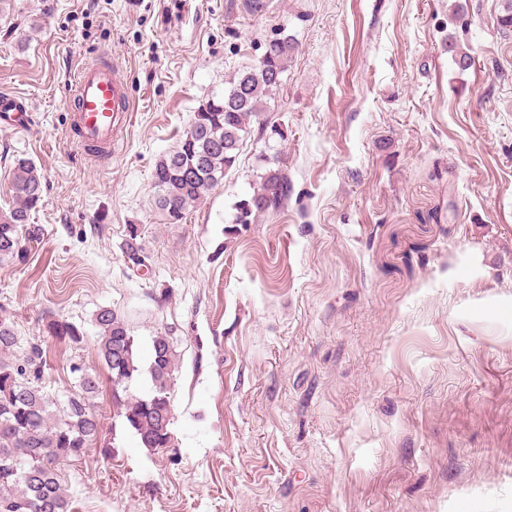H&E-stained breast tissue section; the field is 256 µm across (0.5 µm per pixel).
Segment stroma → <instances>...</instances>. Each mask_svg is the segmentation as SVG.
I'll use <instances>...</instances> for the list:
<instances>
[{
	"label": "stroma",
	"mask_w": 512,
	"mask_h": 512,
	"mask_svg": "<svg viewBox=\"0 0 512 512\" xmlns=\"http://www.w3.org/2000/svg\"><path fill=\"white\" fill-rule=\"evenodd\" d=\"M503 0H0V92L35 116L0 128L44 176L43 229L0 265L15 357L42 384L99 380L104 431L60 466L74 512H512V29ZM296 50L236 165L180 220L158 160L194 112ZM474 59L458 71L449 37ZM113 56L135 103L110 159L74 142L66 98ZM289 192L250 223L268 169ZM147 267L132 268L129 235ZM141 351L174 338L173 441L114 418L95 314ZM54 315L81 343L42 335Z\"/></svg>",
	"instance_id": "obj_1"
}]
</instances>
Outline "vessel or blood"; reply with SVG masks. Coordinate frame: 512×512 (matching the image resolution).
<instances>
[{
  "mask_svg": "<svg viewBox=\"0 0 512 512\" xmlns=\"http://www.w3.org/2000/svg\"><path fill=\"white\" fill-rule=\"evenodd\" d=\"M69 104L80 143L108 151L122 139L135 110L118 66L107 57L78 72ZM32 123L16 97L0 95V125L25 129Z\"/></svg>",
  "mask_w": 512,
  "mask_h": 512,
  "instance_id": "vessel-or-blood-1",
  "label": "vessel or blood"
}]
</instances>
